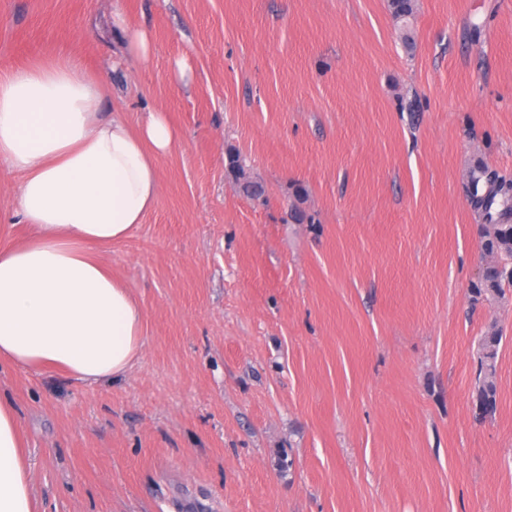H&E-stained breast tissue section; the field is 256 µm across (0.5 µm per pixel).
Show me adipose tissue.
Wrapping results in <instances>:
<instances>
[{"label":"adipose tissue","instance_id":"ef3b65f1","mask_svg":"<svg viewBox=\"0 0 512 512\" xmlns=\"http://www.w3.org/2000/svg\"><path fill=\"white\" fill-rule=\"evenodd\" d=\"M105 93L72 56L0 73V163L30 231L0 248V366L95 384L143 352V307L99 252L155 208L157 164L180 135L159 109L135 125L107 117ZM0 512H37L19 414L1 400Z\"/></svg>","mask_w":512,"mask_h":512}]
</instances>
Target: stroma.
<instances>
[{
	"label": "stroma",
	"instance_id": "obj_1",
	"mask_svg": "<svg viewBox=\"0 0 512 512\" xmlns=\"http://www.w3.org/2000/svg\"><path fill=\"white\" fill-rule=\"evenodd\" d=\"M412 30L409 52L389 0H0V71L77 57L102 111L181 136L102 252L145 313L130 373L0 371L38 512H512V283L471 307L469 184L480 163L512 182V0H415ZM17 185L1 166L0 246L27 235ZM116 20L124 33L127 54L139 63L147 62L153 54V44L148 32L133 25L121 13H116ZM502 339L501 330L496 324H492L485 335L481 336L478 344L480 372L478 376L477 409L479 415L484 417L491 414L496 408V357Z\"/></svg>",
	"mask_w": 512,
	"mask_h": 512
}]
</instances>
